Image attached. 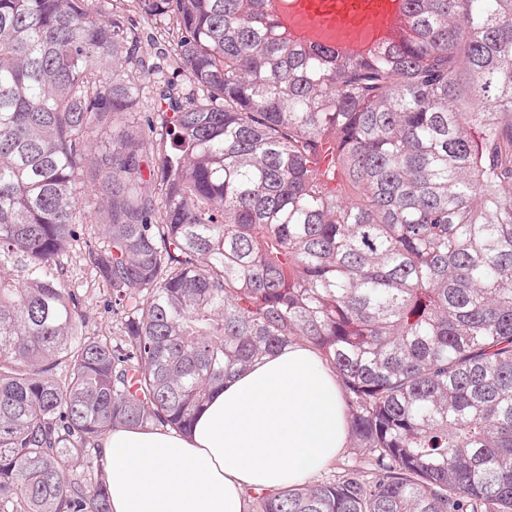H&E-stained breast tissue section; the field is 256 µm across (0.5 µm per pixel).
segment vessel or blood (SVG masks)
Listing matches in <instances>:
<instances>
[{
  "instance_id": "b4317fda",
  "label": "vessel or blood",
  "mask_w": 512,
  "mask_h": 512,
  "mask_svg": "<svg viewBox=\"0 0 512 512\" xmlns=\"http://www.w3.org/2000/svg\"><path fill=\"white\" fill-rule=\"evenodd\" d=\"M295 37L329 43L349 54L372 48L399 18L398 0H273Z\"/></svg>"
}]
</instances>
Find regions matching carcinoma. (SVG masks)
Instances as JSON below:
<instances>
[{"mask_svg": "<svg viewBox=\"0 0 512 512\" xmlns=\"http://www.w3.org/2000/svg\"><path fill=\"white\" fill-rule=\"evenodd\" d=\"M93 2L0 0V512H110L107 432L188 434L293 344L359 453L251 512H512V0H403L363 55L269 0ZM130 11L190 75L156 112ZM100 211L112 342L58 264Z\"/></svg>", "mask_w": 512, "mask_h": 512, "instance_id": "obj_1", "label": "carcinoma"}]
</instances>
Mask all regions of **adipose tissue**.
Listing matches in <instances>:
<instances>
[{
  "label": "adipose tissue",
  "mask_w": 512,
  "mask_h": 512,
  "mask_svg": "<svg viewBox=\"0 0 512 512\" xmlns=\"http://www.w3.org/2000/svg\"><path fill=\"white\" fill-rule=\"evenodd\" d=\"M334 372L296 344L225 382L187 434L119 428L102 441L111 512H248V490L320 471L345 448Z\"/></svg>",
  "instance_id": "1"
}]
</instances>
